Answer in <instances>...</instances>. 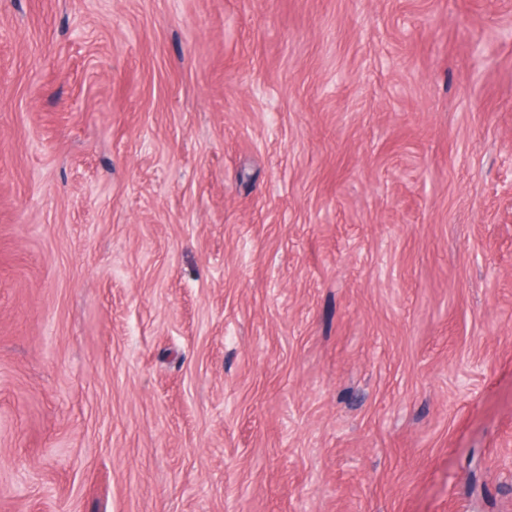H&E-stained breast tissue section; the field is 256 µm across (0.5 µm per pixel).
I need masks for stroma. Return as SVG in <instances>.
Returning a JSON list of instances; mask_svg holds the SVG:
<instances>
[{
	"label": "stroma",
	"mask_w": 512,
	"mask_h": 512,
	"mask_svg": "<svg viewBox=\"0 0 512 512\" xmlns=\"http://www.w3.org/2000/svg\"><path fill=\"white\" fill-rule=\"evenodd\" d=\"M512 0H0V512H512Z\"/></svg>",
	"instance_id": "stroma-1"
}]
</instances>
